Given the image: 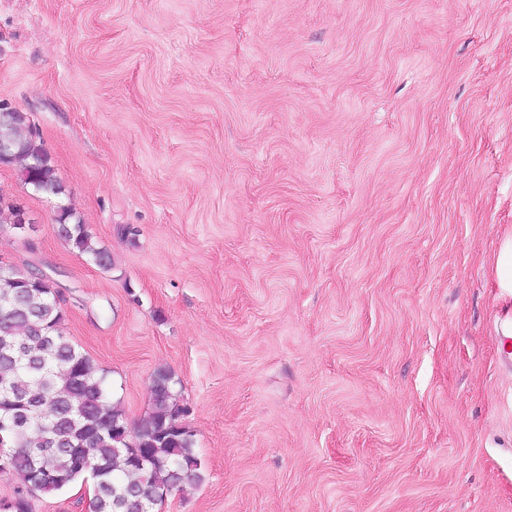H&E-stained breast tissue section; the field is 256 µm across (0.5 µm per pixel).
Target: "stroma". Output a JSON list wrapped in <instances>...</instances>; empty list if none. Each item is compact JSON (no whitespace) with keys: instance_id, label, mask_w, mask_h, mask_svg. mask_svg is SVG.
Listing matches in <instances>:
<instances>
[{"instance_id":"35a3bbf8","label":"stroma","mask_w":512,"mask_h":512,"mask_svg":"<svg viewBox=\"0 0 512 512\" xmlns=\"http://www.w3.org/2000/svg\"><path fill=\"white\" fill-rule=\"evenodd\" d=\"M0 101L66 189L0 168L39 220L0 259L129 420L181 383L202 480L161 512H512V0H0ZM55 224L58 235L69 247L81 256H86L93 264L101 268L111 265L109 250L101 246L86 224L77 216L69 206H57L55 211Z\"/></svg>"}]
</instances>
